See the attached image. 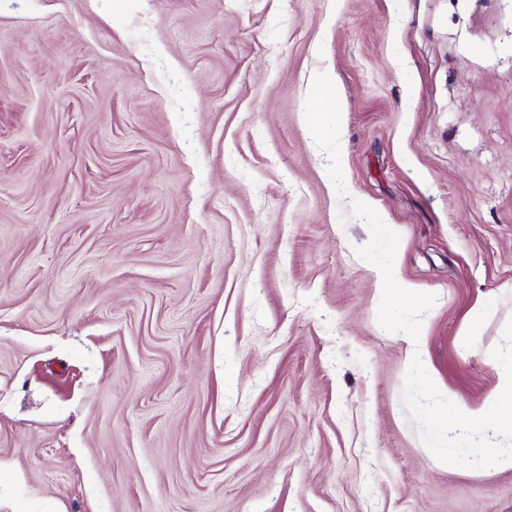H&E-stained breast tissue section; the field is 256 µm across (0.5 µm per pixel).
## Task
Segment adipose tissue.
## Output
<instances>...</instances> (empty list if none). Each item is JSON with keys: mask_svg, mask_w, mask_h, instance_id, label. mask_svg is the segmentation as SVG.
I'll return each instance as SVG.
<instances>
[{"mask_svg": "<svg viewBox=\"0 0 512 512\" xmlns=\"http://www.w3.org/2000/svg\"><path fill=\"white\" fill-rule=\"evenodd\" d=\"M446 432L451 437L468 433L480 440L493 442L495 466L512 469V396H491L488 406L480 408L457 405Z\"/></svg>", "mask_w": 512, "mask_h": 512, "instance_id": "ef3b65f1", "label": "adipose tissue"}]
</instances>
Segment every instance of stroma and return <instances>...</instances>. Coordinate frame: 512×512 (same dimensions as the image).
<instances>
[{
	"label": "stroma",
	"mask_w": 512,
	"mask_h": 512,
	"mask_svg": "<svg viewBox=\"0 0 512 512\" xmlns=\"http://www.w3.org/2000/svg\"><path fill=\"white\" fill-rule=\"evenodd\" d=\"M511 373L512 0H0V512H512ZM493 406L495 417L492 418L487 407ZM468 433L481 441H495L494 464L499 469H512V397L497 394L489 397L488 404L472 408L458 404L455 416L445 428L448 440L457 434ZM508 438L509 442L505 443Z\"/></svg>",
	"instance_id": "35a3bbf8"
}]
</instances>
